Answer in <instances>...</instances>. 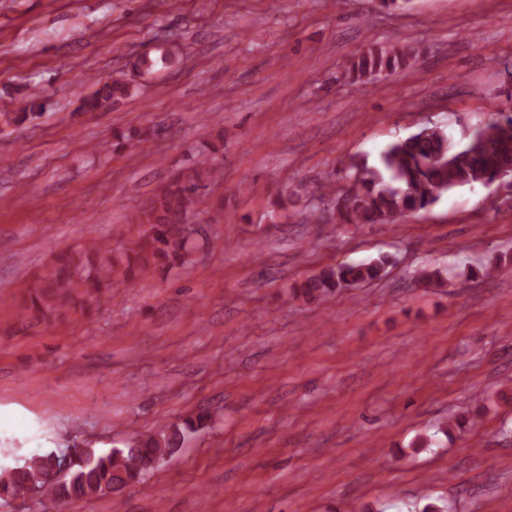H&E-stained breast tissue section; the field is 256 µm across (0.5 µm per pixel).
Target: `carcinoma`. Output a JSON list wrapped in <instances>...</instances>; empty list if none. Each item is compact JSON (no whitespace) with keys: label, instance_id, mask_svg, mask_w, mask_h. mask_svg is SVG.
I'll return each instance as SVG.
<instances>
[{"label":"carcinoma","instance_id":"cac0c4a2","mask_svg":"<svg viewBox=\"0 0 512 512\" xmlns=\"http://www.w3.org/2000/svg\"><path fill=\"white\" fill-rule=\"evenodd\" d=\"M417 49L395 44L371 48L355 55L348 76L360 81L384 71L393 72L411 64ZM128 93L122 81H106L97 88L91 107L100 109L116 103ZM480 142L456 147L439 126H426L398 140L380 155L378 164L367 159L352 160V186L337 198L339 220L344 224H390L397 219L435 204L454 187L486 184L498 179L500 170L512 166V116L491 119L474 134ZM218 171L198 162L179 172L150 199L137 217L143 227L133 246L121 251L107 242L91 243L65 256L53 281L33 299L38 313L51 312L80 298L89 302L102 291L147 276L160 264L181 257L185 246L181 227L169 222L173 212L188 213L195 193ZM387 260L327 266L291 287L293 296L306 303L317 302L341 288L380 278ZM207 416L191 418L154 435L134 437L121 448L100 453L92 448L72 463L68 472L53 473L56 452L36 454L0 474V501L8 502L28 486L40 488L53 500L88 498L142 482L153 463L171 457L183 447L189 435L205 427Z\"/></svg>","mask_w":512,"mask_h":512}]
</instances>
